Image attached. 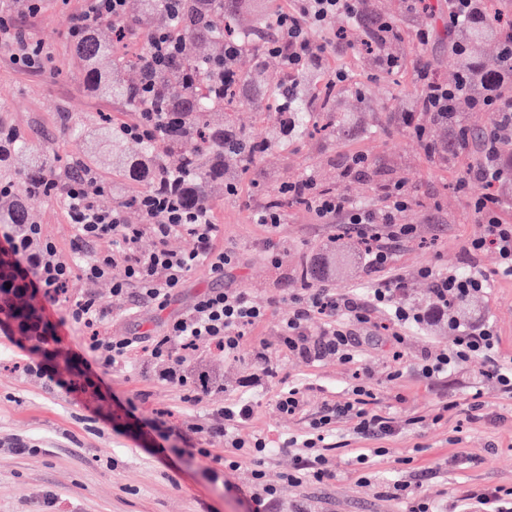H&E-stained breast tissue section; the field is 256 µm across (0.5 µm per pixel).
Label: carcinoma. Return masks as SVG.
Listing matches in <instances>:
<instances>
[{"label": "carcinoma", "mask_w": 512, "mask_h": 512, "mask_svg": "<svg viewBox=\"0 0 512 512\" xmlns=\"http://www.w3.org/2000/svg\"><path fill=\"white\" fill-rule=\"evenodd\" d=\"M261 0H140L132 18L107 19L91 25L73 38L83 61L79 85L91 95L124 104L137 115V124L152 121L136 153L123 151L131 136L129 125L103 120L93 130L88 158L67 170L69 178H89L104 164L130 182L156 192L178 184L179 204L199 211L210 203L211 189L226 185L228 166L245 171L272 148L288 145V137L321 126L331 135L347 132L336 122L333 106L336 85L330 78L302 73L316 88L307 100L300 89L288 92V76L269 78L255 65L241 73L239 59L230 60L225 48L238 55L260 58L259 51L280 38L275 11H261L249 31L239 27L237 13ZM496 34L492 25L463 30L452 48L468 57L472 43ZM232 70L234 81L224 73ZM273 86L279 125L276 133L260 142L235 124V108L251 103ZM224 113V123L211 122L213 112ZM56 169L45 151L29 144L13 127L0 124V186L11 192L0 196V224H34L33 205L55 185ZM306 201L273 189L265 206L281 212ZM356 253L334 251L303 263L296 271L301 286L311 288L346 266Z\"/></svg>", "instance_id": "obj_1"}]
</instances>
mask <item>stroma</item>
I'll return each instance as SVG.
<instances>
[{"label":"stroma","instance_id":"stroma-1","mask_svg":"<svg viewBox=\"0 0 512 512\" xmlns=\"http://www.w3.org/2000/svg\"><path fill=\"white\" fill-rule=\"evenodd\" d=\"M428 4V9L409 11L404 0H373L377 13L400 30L401 67L393 74L381 72L358 39H337V32L350 26L346 17L315 32V40L328 46L324 70L349 75L336 112L350 117L355 130L336 139L305 136L288 150L264 155L248 172L231 170L236 193L214 190L209 204L211 220L220 226L218 243L232 257L223 277L204 266L191 270L162 310L111 300L103 330L112 336L155 332L209 288L243 289L265 307V318L246 330L236 355L199 343L188 365L208 375L214 386L198 402L159 380L157 368L140 358L113 369L106 381L113 395L141 399L140 417L168 413L181 436L199 448L213 442L196 434V426L221 423L220 408L248 403L252 416L240 433L265 438L271 449L264 463L270 483H279L294 467L299 441L325 406L348 398L355 385L372 389L373 409L391 418L395 433L368 440L355 432L351 420H338L326 436L332 445L330 476L286 488L268 512H411L422 497L433 502L436 512H451L463 491L512 487V398L487 376L486 364L466 363L440 380L418 371L424 353L451 347L447 321L404 329L397 347L387 331L389 313L369 308L368 323L358 328L361 345L349 363L333 357L306 362L280 345L290 300L301 292L295 281L298 266L335 242L353 247L357 241L337 236L335 225L322 223L306 207L288 208L276 226L256 221L264 193L283 182L306 177L330 182L337 195L370 208L382 203L381 185L402 184L413 202L400 221L413 225L414 234L393 245L391 271L405 279L409 302L420 312L429 309L422 268L481 270L489 286L466 301L459 317L466 325L489 322L498 337V360H512V277L499 274L494 249L472 258L465 252L481 223L462 178L477 166L479 155L469 147L438 163L424 143L446 141L448 128H426L420 139L404 120L418 95L419 64L430 63L448 83L460 70L448 48V6L445 0ZM83 7V0H46L39 13L8 16L29 45L39 46L40 68L24 66L15 60L14 48L0 46V118L44 148L61 172L83 154L82 139L69 137L68 128L91 125L102 112L126 124L135 118L121 105L83 92L75 80L81 63L69 31ZM420 29L432 33L424 48L415 40ZM357 154L368 159L369 169L344 175ZM34 213L44 236L76 264L95 253V246L77 247L62 196L39 200ZM257 348L263 360L254 359ZM32 360L19 335L0 331V512H248L249 465L229 471L200 456L157 453L136 433L92 417L75 395L29 370ZM290 386L300 388L304 402L300 411L286 416L277 401ZM414 416L422 417V424L409 425ZM17 440L34 444V451L16 453L12 444ZM362 454L369 457L364 466L356 461Z\"/></svg>","mask_w":512,"mask_h":512}]
</instances>
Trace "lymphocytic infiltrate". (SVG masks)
I'll list each match as a JSON object with an SVG mask.
<instances>
[{"instance_id": "1", "label": "lymphocytic infiltrate", "mask_w": 512, "mask_h": 512, "mask_svg": "<svg viewBox=\"0 0 512 512\" xmlns=\"http://www.w3.org/2000/svg\"><path fill=\"white\" fill-rule=\"evenodd\" d=\"M345 16L357 28H370V44L384 49L399 37L394 23L372 11L371 0H292L289 10L278 15L281 37L278 43L264 47L269 56L281 58L288 71L301 69L321 70L324 46L316 44L311 34L324 27L336 16ZM501 54L506 64H494L492 74L475 100L476 108L499 115L497 124L485 136L486 150L483 161L469 173V184L478 192L474 208L482 221V231L466 246L468 254L475 255L486 247H494L499 258L501 273L512 276V223L502 217L501 200L494 191L502 171L498 145L512 141V91L504 85L512 79V25L503 24L498 31ZM420 94L417 109L433 115L453 111L459 97L469 95L471 85L467 76H459L452 83L438 81L428 64L417 71ZM286 192L307 198L309 207L326 223L344 222L356 237L369 240L367 263L379 269L389 265L390 244L409 238L411 225L399 223L397 216L408 209L411 199L402 186L394 184L384 189V205L372 209L353 204L339 195L319 193L312 180L288 183ZM64 201L68 221L82 241L102 243L82 269L86 279L99 281L111 278L114 265L125 268V277L112 280L113 299L137 300L165 308L185 275L204 266L217 276L223 275L231 257L217 248L219 227L212 224L207 211H182L169 196L141 194L131 199V206L144 216L143 223L129 224L121 210L102 208L97 194L87 180L66 183ZM191 235L195 246L187 252L169 249L171 238ZM152 236L156 244L144 251L138 246L144 236ZM74 261L64 256L57 246L44 238L38 224L0 225V326L18 333L28 344L29 353L36 355V372L78 396H89L101 402H113L125 423L135 425L149 441H169L171 429L161 420L145 421L139 418V406L134 399L114 400L103 376L114 366L126 363L138 353H145L147 362L163 363L160 380L186 386L188 372L185 359L178 348H188L198 342L215 344L225 353L241 348L245 328L260 322L265 315L263 307L254 302L243 290L210 288L199 294L182 315L169 319L163 327L148 336H102L98 329L108 317L106 304L96 295L78 299L67 297L65 287L73 275ZM429 283L431 309L422 314L405 300L407 284L395 276L372 289L368 299L337 294L326 288H309L294 296L292 308L283 322L280 341L289 351L303 360L315 361L333 355L342 361L354 357L357 339L351 323L368 320V305L386 308L393 321L401 327L423 323L425 318L447 319L448 329L454 335L449 351L425 358L424 373L442 375L460 363L481 360L490 363V375L495 378L502 394L512 397V366L496 363L494 351L496 336L492 325L481 323L463 327L454 307L470 296L483 292L484 275L477 271L467 273L440 272L430 268L421 272ZM62 308L60 317H53L52 308ZM329 317L331 324L319 337L312 338L304 330L314 315ZM70 324L91 329L92 334L82 350L61 348L60 332ZM370 388L360 386L353 398L334 404L328 414L312 421L313 437L305 439L295 467L285 473L280 485L267 483L262 468L268 453L264 439L239 437L237 427L252 416L249 405L224 408V423L204 429L207 437L227 441L228 454L213 453L212 449H199V456L224 464L226 468H240L249 461L252 471V493L255 503L273 500L282 487L298 485L306 480H322L328 473L329 457L324 434L337 419L351 418L356 430L365 438H382L392 434L390 418L370 409ZM457 507L459 512H512V489L488 487L477 492H463Z\"/></svg>"}]
</instances>
